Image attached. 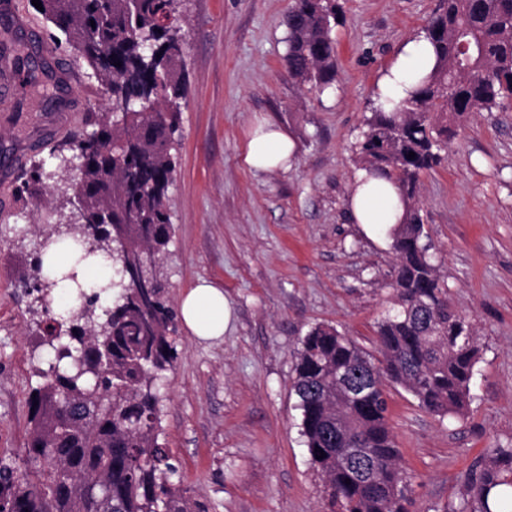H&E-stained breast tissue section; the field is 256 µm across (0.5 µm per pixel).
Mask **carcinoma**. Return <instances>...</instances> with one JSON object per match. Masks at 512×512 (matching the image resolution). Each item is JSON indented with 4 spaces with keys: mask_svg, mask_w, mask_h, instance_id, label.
<instances>
[{
    "mask_svg": "<svg viewBox=\"0 0 512 512\" xmlns=\"http://www.w3.org/2000/svg\"><path fill=\"white\" fill-rule=\"evenodd\" d=\"M41 14L93 71L109 94L98 129L73 142L78 165L60 160L61 179L84 196L76 222L43 234L39 246L69 238L84 256L107 255L112 283L90 294L70 318L69 342L54 351L44 383L30 399L23 464L0 458V512H204L184 486L161 439L158 390L175 358V311L157 288L141 300L122 278L128 255L148 257L171 233L166 196L176 161L174 134L186 85L176 0H41ZM336 0H293L285 16L288 72L319 90L336 76L332 31ZM434 65L392 110L365 118L355 145L361 168L390 179L405 204L389 230L397 263L391 273L395 312L378 324L375 360L335 327L318 324L300 340L295 393L301 434L325 483L328 512H409V476L388 420L384 383L403 386L420 407L462 415L479 348L456 309L424 241L421 173L441 162L435 141L472 112L512 101V0H439L427 26ZM121 66H115V63ZM415 158L408 159L409 153ZM44 174L33 165L17 188L30 193ZM43 294L58 280L29 263ZM112 308L95 318L102 294ZM362 387L336 404V375ZM112 393V407L102 400ZM326 457L318 458L315 448ZM455 512H512V447H496L466 475Z\"/></svg>",
    "mask_w": 512,
    "mask_h": 512,
    "instance_id": "carcinoma-1",
    "label": "carcinoma"
}]
</instances>
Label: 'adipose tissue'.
I'll use <instances>...</instances> for the list:
<instances>
[{"label": "adipose tissue", "mask_w": 512, "mask_h": 512, "mask_svg": "<svg viewBox=\"0 0 512 512\" xmlns=\"http://www.w3.org/2000/svg\"><path fill=\"white\" fill-rule=\"evenodd\" d=\"M434 63L430 44L425 39L407 43L378 83L379 101L390 107L403 99L432 68ZM295 153V145L288 136L267 121H258L246 144L244 164L256 171L287 167ZM346 206L354 223L365 230L387 229L398 223L403 205L397 191L387 178L358 170L354 176ZM44 269L57 273L77 269V282H62L55 299L61 310L72 306L70 293L75 284L90 285L108 272V263L102 256L78 261L69 241L51 244L41 256ZM179 312L187 330L197 339H221L230 323L232 309L222 289L203 283L186 291L179 302Z\"/></svg>", "instance_id": "1"}]
</instances>
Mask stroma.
<instances>
[{
    "mask_svg": "<svg viewBox=\"0 0 512 512\" xmlns=\"http://www.w3.org/2000/svg\"><path fill=\"white\" fill-rule=\"evenodd\" d=\"M334 81L315 93L288 72L285 16L292 0H178L186 96L175 133L167 209L171 238L152 261L164 298L200 281L223 289L235 318L201 341L184 324L161 383L162 437L205 512H327L309 462L293 389L295 352L329 324L376 355L378 323L393 309L396 255L384 230L351 223L345 202L354 146L378 103L376 83L404 44L422 35L438 0H339ZM87 100L74 132L31 154L54 170L74 133L107 107V94L61 48ZM60 102L32 87L0 108V171ZM273 122L297 144L290 167L247 168L250 128ZM431 252L480 355L465 416L439 420L387 385L389 422L412 487L410 512H449L464 473L486 449L512 443V106L469 115L445 159L421 177ZM68 223L71 187L47 181L36 199L0 211V457L27 446L28 399L49 362L40 340L54 297L22 294L19 277L47 213Z\"/></svg>",
    "mask_w": 512,
    "mask_h": 512,
    "instance_id": "35a3bbf8",
    "label": "stroma"
}]
</instances>
